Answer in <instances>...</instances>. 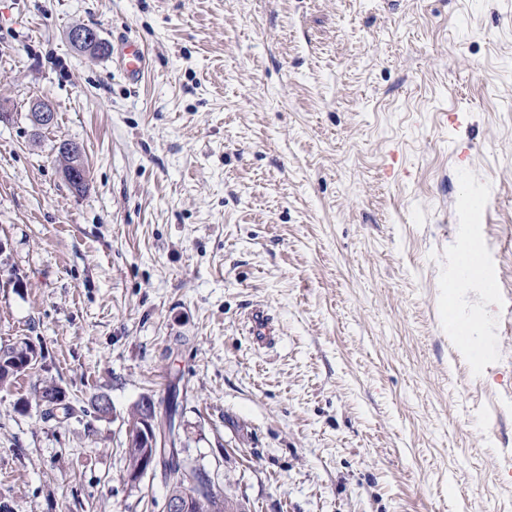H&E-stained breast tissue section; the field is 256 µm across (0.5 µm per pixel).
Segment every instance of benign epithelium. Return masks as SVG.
<instances>
[{
	"label": "benign epithelium",
	"mask_w": 512,
	"mask_h": 512,
	"mask_svg": "<svg viewBox=\"0 0 512 512\" xmlns=\"http://www.w3.org/2000/svg\"><path fill=\"white\" fill-rule=\"evenodd\" d=\"M68 39L76 47L86 46L101 54L109 52V47L90 26L73 27L68 31ZM30 112L37 113L41 124L45 126L51 122V115L55 112V108L48 101L38 100L31 104ZM63 152L72 157L73 162L69 164V168L61 169L62 176L71 190L76 193L80 183L77 172L86 167L84 155L78 144L67 145ZM125 447L142 449L138 467L124 472L127 485L135 487L146 475L154 474L155 468L163 457V448L167 447L154 401L149 396H144L138 401L135 416H130L126 420ZM200 500H202L201 496L186 490L180 480L175 479L165 502V512H197Z\"/></svg>",
	"instance_id": "benign-epithelium-1"
}]
</instances>
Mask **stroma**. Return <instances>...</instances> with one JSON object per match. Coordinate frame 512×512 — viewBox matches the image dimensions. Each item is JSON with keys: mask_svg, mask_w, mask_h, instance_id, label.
Instances as JSON below:
<instances>
[{"mask_svg": "<svg viewBox=\"0 0 512 512\" xmlns=\"http://www.w3.org/2000/svg\"><path fill=\"white\" fill-rule=\"evenodd\" d=\"M0 241V343L44 355L0 512H162L124 421L174 385L240 512H512V0H0ZM45 381L113 411L42 421ZM67 36L73 46H86L101 54H108L110 51L109 46L102 42L97 31L90 26L77 25L68 31ZM121 56L124 61V69L131 81H138L145 70V53L134 41H127L122 45ZM56 150H57L56 161L58 162L60 167H62L63 162L68 160V157H67V155H65V153H67L70 157L73 158V162L69 164L68 169H64V168L61 169L62 176H63L64 180L67 182V184L69 185L71 190L73 192H75L76 194L79 193L78 187H79L80 180H82L80 192L81 193L85 192L89 185L88 184V170H87V168H85L86 163H85L84 155H83L80 145L79 144H76V145L69 144L64 149H62V151L64 153L59 148L58 149L56 148ZM84 168H85L84 175H81L80 173L77 174V171L81 172ZM245 325L248 333L262 342L272 335L268 317L258 310L247 315Z\"/></svg>", "mask_w": 512, "mask_h": 512, "instance_id": "obj_1", "label": "stroma"}]
</instances>
